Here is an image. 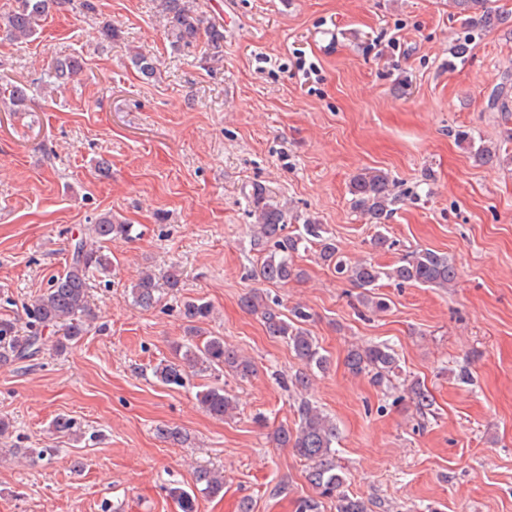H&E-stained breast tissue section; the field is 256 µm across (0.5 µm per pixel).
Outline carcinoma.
Here are the masks:
<instances>
[{
    "label": "carcinoma",
    "instance_id": "1",
    "mask_svg": "<svg viewBox=\"0 0 512 512\" xmlns=\"http://www.w3.org/2000/svg\"><path fill=\"white\" fill-rule=\"evenodd\" d=\"M457 14L466 18L469 25L484 31L509 22V15L493 9L489 0H452ZM80 6L86 14L96 11L95 0H13L12 7L0 13V35L11 41L27 42L36 33L48 13L52 10L67 11ZM159 7L166 16L167 34L172 46L189 45L205 35L208 45L219 53L224 42V29L216 25H204L196 12L192 0H160ZM81 72L77 59L64 57L56 60L48 79L64 82ZM486 111L499 112L509 117L512 112V73H503L495 84L486 103ZM352 206L370 224H384L393 212L396 196L389 176L375 169H367L350 182ZM248 198L254 219L253 245L263 253L256 267L254 277L266 285L284 284L302 277V271L295 267L293 254L308 241L320 247L321 259L334 267L354 286L363 290V304L373 310L387 308V303L375 296L374 288L382 278L399 285H420L431 288H446L456 282L457 268L446 255L431 249H422L403 258L400 264L383 269L361 260L353 264L339 255L336 244L324 236L322 225L308 221L303 225L304 234L289 237L284 234L288 210L265 188L255 185ZM129 225L121 223L110 213H104L90 225L84 237L71 243L70 261L66 270L50 281L42 294L26 307L29 328L18 329L17 324L7 318L0 319V365L23 362L39 355L47 345L45 331L62 329L55 337L53 346L65 352L77 342L87 330L90 316L88 288L90 278L98 272L110 271L111 262L103 253L104 243L128 235ZM158 283L154 274L144 272L130 288L134 304L150 308L158 302ZM243 305L258 315L267 335L284 340L301 367L291 377V385L298 391L308 389L313 382V369H324L327 357L323 354L317 338L304 326L308 314L299 307L291 309L287 316L268 303L266 295L256 289L242 299ZM211 306L200 300L183 303L182 315L188 323L190 336H198L196 324L210 317ZM345 365L355 376L372 374V381L378 385L399 370V358L386 345H367L348 350ZM219 368L230 371L242 378L253 373L252 361L238 353L224 342L221 336H209L202 343H183L175 346L174 360L155 370V376L164 385H182L187 369L193 367ZM420 413L432 405L429 394L419 382H412L407 388ZM202 408L216 419H224L235 410L234 399L222 386H210L198 394ZM299 424L294 430L283 426L275 430L272 440L278 448H290L299 458L309 462L307 479L315 489L317 497L304 499L299 512H318L320 499L336 500V512H371L369 505L342 490L343 477L338 473L335 444L339 438L336 420L320 407L307 399L298 405ZM195 485L199 492L217 497L224 491V476L210 469L196 472Z\"/></svg>",
    "mask_w": 512,
    "mask_h": 512
}]
</instances>
